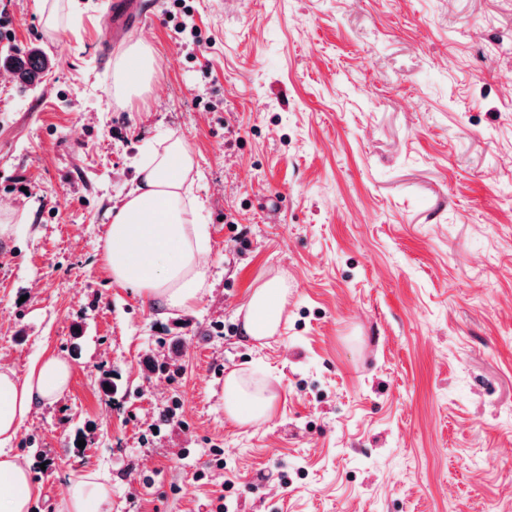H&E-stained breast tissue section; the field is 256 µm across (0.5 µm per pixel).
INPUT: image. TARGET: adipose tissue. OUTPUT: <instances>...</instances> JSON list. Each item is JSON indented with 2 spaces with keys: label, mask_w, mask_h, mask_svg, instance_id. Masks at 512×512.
<instances>
[{
  "label": "adipose tissue",
  "mask_w": 512,
  "mask_h": 512,
  "mask_svg": "<svg viewBox=\"0 0 512 512\" xmlns=\"http://www.w3.org/2000/svg\"><path fill=\"white\" fill-rule=\"evenodd\" d=\"M153 78L152 57L143 45H132L117 73L127 97L147 91ZM193 157L181 138L167 139L135 163L133 184L112 212L102 246V261L113 280L133 288L151 306L189 311L210 286L207 261L209 232L199 218L204 203L188 179ZM283 276L260 281L245 306L242 330L262 341L276 335L288 307ZM72 376L69 360L50 355L25 378L0 368V512H28L37 489L27 465L10 445L36 404L57 400ZM278 395L269 384H252L237 370L224 378V414L241 426H257L273 414ZM109 478L98 472L72 482L56 502L55 512H108Z\"/></svg>",
  "instance_id": "1"
}]
</instances>
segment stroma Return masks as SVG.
<instances>
[{"label":"stroma","mask_w":512,"mask_h":512,"mask_svg":"<svg viewBox=\"0 0 512 512\" xmlns=\"http://www.w3.org/2000/svg\"><path fill=\"white\" fill-rule=\"evenodd\" d=\"M171 0L110 40L111 0H0V366L61 354L68 390L12 443L54 512H512V0ZM55 13L57 31L45 25ZM150 50V91L115 68ZM184 140L209 292L168 311L100 260L146 144ZM288 275L285 321L242 336ZM279 398L224 415V377ZM9 70L22 88L37 85L48 69L47 59L40 51L31 50L25 55L0 58V67ZM288 294V283L281 275L260 281L245 306L244 335L260 342L279 333L288 307ZM110 497V479L99 472H89L68 486L54 512H108Z\"/></svg>","instance_id":"obj_1"}]
</instances>
